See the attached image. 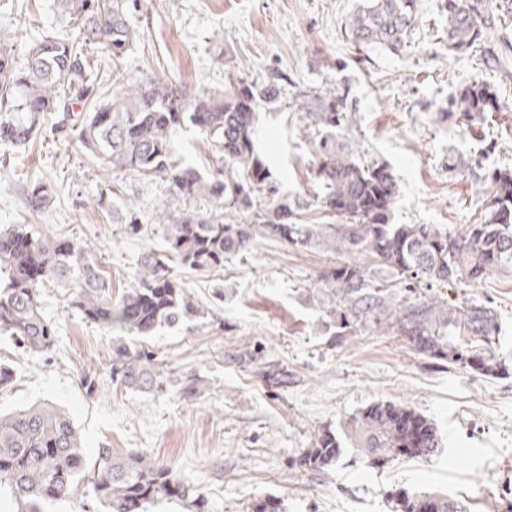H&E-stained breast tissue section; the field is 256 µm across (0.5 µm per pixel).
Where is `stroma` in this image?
Returning a JSON list of instances; mask_svg holds the SVG:
<instances>
[{
  "label": "stroma",
  "instance_id": "1",
  "mask_svg": "<svg viewBox=\"0 0 512 512\" xmlns=\"http://www.w3.org/2000/svg\"><path fill=\"white\" fill-rule=\"evenodd\" d=\"M12 27L15 56L63 23L49 0H22ZM360 0H142L130 21L142 37L113 62L98 51L102 92L112 69L129 79L152 75L191 91H223L228 71L264 83L279 77L276 103L261 109L257 145L289 200L315 192V151L321 133L302 106L320 88H339L352 115L342 142L365 160L390 166L400 195L398 224H438L457 231L476 223L497 169H512V0H492L499 18L481 44L450 50L445 0H420L419 19L398 53L356 48L344 32ZM495 87L505 111L481 122L449 112L448 101L471 83ZM177 154L207 172L223 155L197 131L173 136ZM47 177L56 198L44 212L25 201L29 181ZM165 195L161 182L106 171L70 132L25 148H0V228L27 224L77 239L127 287L145 252L165 242L152 218ZM135 204L140 233L125 232L124 201ZM347 262L364 266L377 285L403 295L390 268L364 254L300 250L264 239L219 272L175 269L210 309L203 325L160 330L144 345L182 375L201 379L199 393L168 388L162 395L116 389L109 364L114 336L68 308L63 289L43 290L57 328L52 354H29L0 334V361L14 364L0 391V413L35 402L56 405L81 431L88 457L145 452L170 463L181 478L204 486L209 512H250L255 500L284 498L287 512H389L395 490L433 491L466 512H512V274L450 281L439 288L451 306L485 304L497 313L501 363L495 378L463 363L420 354L404 337L384 336L366 321L342 336L328 323L322 277ZM98 381L87 394L84 375ZM377 401L404 403L432 420L442 446L422 459L369 467L356 449L322 472L298 460L320 427L341 431L345 420Z\"/></svg>",
  "mask_w": 512,
  "mask_h": 512
}]
</instances>
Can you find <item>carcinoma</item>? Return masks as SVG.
<instances>
[{
    "label": "carcinoma",
    "mask_w": 512,
    "mask_h": 512,
    "mask_svg": "<svg viewBox=\"0 0 512 512\" xmlns=\"http://www.w3.org/2000/svg\"><path fill=\"white\" fill-rule=\"evenodd\" d=\"M70 27L42 35L16 61L12 39L0 32V146L21 149L37 137L56 112L71 122L81 147L104 170L129 171L160 179L167 191L156 217L167 254H146L134 282L112 295L110 277L86 250L64 235H45L24 226L0 230V334L14 338L29 353L48 352L55 344L54 325L43 310L42 288L54 283L65 290L82 320L110 331L144 338L164 327L208 317L169 262L197 272L224 269V261L249 251L257 239H271L299 249L331 246L362 252L401 275L429 284L452 278L475 281L494 268L512 271V170L493 173L491 198L481 221L459 234L437 224H395L399 184L390 167L367 164L337 139L347 113L336 90L309 102L315 124L325 130L318 142L314 198L292 204L279 195L270 169L256 148L258 107L275 100L278 84L262 88L228 72L224 92L192 93L152 75L130 83L113 71L112 95L102 98L87 51L103 49L117 61L140 39L128 20L129 5L139 0H53ZM419 0H363L345 23L352 43L398 52L415 29ZM448 47L469 50L494 24L485 0H447ZM79 104V115L71 106ZM452 106L469 118L501 111L489 84L472 83L459 91ZM188 125L224 153V168L201 172L175 156L172 130ZM56 197L54 184L36 179L27 185L29 209L43 212ZM209 202L208 208L198 206ZM310 209L325 216L316 222ZM326 287L343 302V328L352 316L388 307L391 293L373 285L366 271L342 264L324 276ZM496 329L494 313L482 306L450 308L426 301H405L390 332L406 337L430 358L464 362L488 377L499 364L482 351ZM471 341L457 346L452 336ZM112 382L130 391L162 393L176 371L157 361L143 346L124 339L112 346ZM441 436L426 416L395 402L377 401L353 415L343 436L321 428L304 449L300 465L322 471L335 464L346 446L361 449L375 468L395 457L434 454ZM107 512H149L162 500L191 503L207 512L202 488L186 484L172 466L145 453L114 457L109 448L90 459L79 429L61 408L34 404L0 415V487L19 512H48L82 480ZM391 512H459L446 495L419 491L390 494Z\"/></svg>",
    "instance_id": "carcinoma-1"
}]
</instances>
